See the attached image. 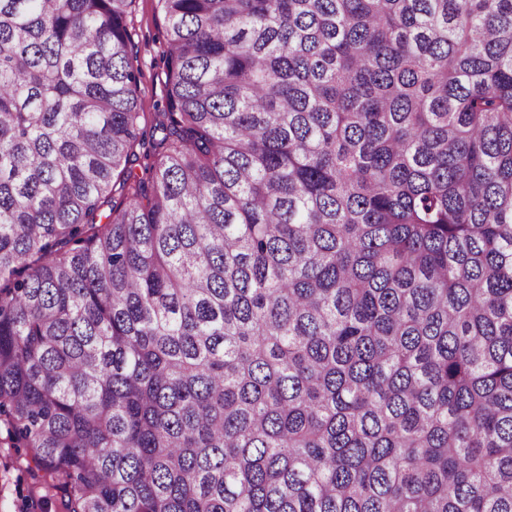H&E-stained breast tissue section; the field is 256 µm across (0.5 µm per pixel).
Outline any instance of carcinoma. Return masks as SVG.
I'll use <instances>...</instances> for the list:
<instances>
[{
	"instance_id": "1",
	"label": "carcinoma",
	"mask_w": 512,
	"mask_h": 512,
	"mask_svg": "<svg viewBox=\"0 0 512 512\" xmlns=\"http://www.w3.org/2000/svg\"><path fill=\"white\" fill-rule=\"evenodd\" d=\"M0 0L1 448L65 512H512V0ZM135 64L140 69L139 90L148 102L162 101L165 73L162 60V15L157 0H137L134 13Z\"/></svg>"
}]
</instances>
